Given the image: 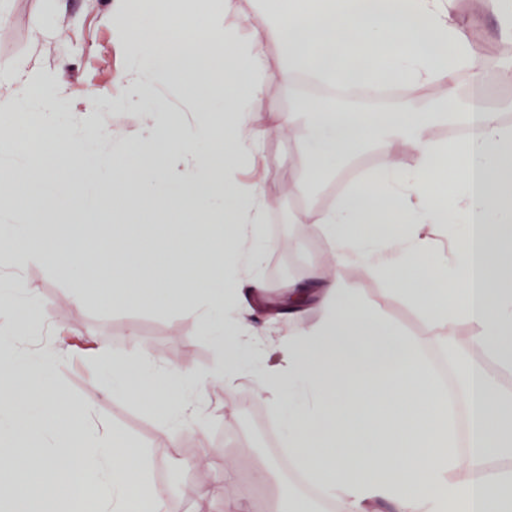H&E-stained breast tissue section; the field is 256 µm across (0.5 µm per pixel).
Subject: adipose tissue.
Wrapping results in <instances>:
<instances>
[{
	"label": "adipose tissue",
	"instance_id": "ef3b65f1",
	"mask_svg": "<svg viewBox=\"0 0 512 512\" xmlns=\"http://www.w3.org/2000/svg\"><path fill=\"white\" fill-rule=\"evenodd\" d=\"M455 0H293L268 12L247 39L224 36L232 0H118L113 26L129 53L121 80L129 88L119 108L140 104L153 124L136 141L93 127L86 136L57 133L51 119L53 78L26 65L0 71L10 91L0 112L14 124L35 122L52 140L10 177L16 225L23 239L0 242V503L6 512H164L153 480L155 461L131 455L126 441L107 435L99 451L43 452L46 425L79 427L86 408L46 382L60 349L39 351L18 375L16 336L35 330L14 316L26 293L21 273L33 264L82 268L74 299L89 283L124 305L152 300L197 320L217 337L210 373L158 367L132 345L121 356L102 346L93 357L113 384L168 423L170 447L179 425H202L204 393L215 380L233 382L265 344L253 331L255 305L233 299L234 286L258 287L254 260L267 241L261 226L262 183L241 192L236 173L272 131L294 116L273 112L265 126L249 121V97L270 74L269 43L281 46L287 75L368 93L386 83L413 97L435 87L433 106L419 112H343L306 102L299 132L306 174L295 189L375 141L404 139L417 151L414 168L391 155L376 175L349 189L320 222L336 277L312 272L276 303L291 325L274 342L281 365L261 375L274 417L288 419V459L335 499L338 512H512V476L487 471L512 455V394L495 388L484 365L512 369V131L491 109H466L471 135L438 144L424 132L446 116L460 74H478L482 58L454 11ZM173 83L195 108L193 122L174 120L158 86ZM111 140L113 156L74 166L88 140ZM211 149L197 154V142ZM449 184L448 196L436 188ZM111 202L112 239L74 242L73 227L53 224L52 212L82 213ZM165 253V267L156 256ZM386 278L441 329L464 321L474 360L462 367L475 398L469 456L459 460L448 425V401L420 347L365 306L346 270Z\"/></svg>",
	"mask_w": 512,
	"mask_h": 512
}]
</instances>
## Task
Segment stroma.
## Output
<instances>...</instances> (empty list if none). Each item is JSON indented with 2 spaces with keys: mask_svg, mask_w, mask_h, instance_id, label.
Masks as SVG:
<instances>
[{
  "mask_svg": "<svg viewBox=\"0 0 512 512\" xmlns=\"http://www.w3.org/2000/svg\"><path fill=\"white\" fill-rule=\"evenodd\" d=\"M113 0H0V68L26 62L29 68L49 70L55 75L56 122L59 129L76 130L94 123L107 127L113 136L135 137L144 127V109L114 110L111 98L122 90L118 75L129 58L112 26ZM455 10L484 57L480 75L491 104L505 127L512 129V83L499 82V72L512 67V35L503 34L486 0H456ZM272 80L262 93L249 101L254 125L266 122L273 111L298 112L297 101L305 97L322 100L323 84L300 76L283 79L282 54L277 45L266 51ZM105 96L95 108H87L89 90ZM261 165L247 170V178L261 180L266 195L262 208L264 224L280 223L281 233L273 249L267 250L258 276L270 295H278L291 284H302L310 269L336 270L330 245L316 221L336 205L337 197L354 179L348 169L323 176L302 196L293 184L305 172L306 161L287 134L270 133L260 147ZM25 286L34 303L19 299V315L36 319V335H22L16 351L32 360L35 351L58 347L64 355L53 372L56 386L74 395L91 413L84 430L89 444H96L117 431L135 441L138 450L149 452L156 463L154 480L163 489L167 512H227L233 494L251 481L242 471L243 460L252 464L276 461L267 435L254 427L256 413L266 412L259 398V368L250 366L233 383L207 387V418L203 429L185 427L179 451L166 443L161 419L145 412L125 391L113 387L93 361L90 351L109 346L123 354L131 341H138L150 361L161 365L211 369L217 351L215 341L205 336L195 320L164 309L108 307L99 300L76 306L72 282L63 271L43 265L29 266ZM357 286L364 304L380 311L404 335L415 339L423 350L457 364L466 350L468 324L458 323L451 342L433 335L420 310L395 291L387 279L362 276ZM234 471L235 482H224L225 471Z\"/></svg>",
  "mask_w": 512,
  "mask_h": 512,
  "instance_id": "stroma-1",
  "label": "stroma"
}]
</instances>
